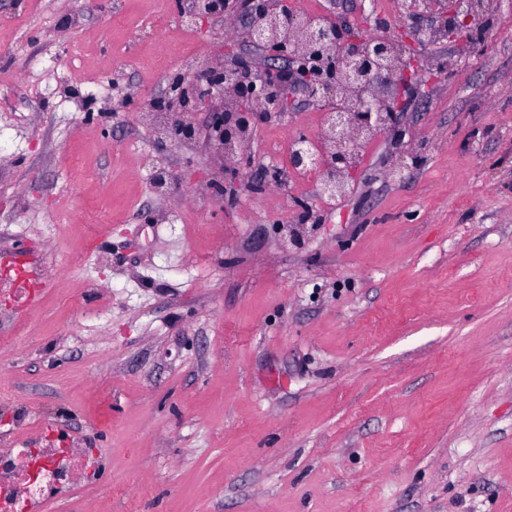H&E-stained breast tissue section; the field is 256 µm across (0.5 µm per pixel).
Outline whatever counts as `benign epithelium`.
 <instances>
[{
	"instance_id": "benign-epithelium-1",
	"label": "benign epithelium",
	"mask_w": 512,
	"mask_h": 512,
	"mask_svg": "<svg viewBox=\"0 0 512 512\" xmlns=\"http://www.w3.org/2000/svg\"><path fill=\"white\" fill-rule=\"evenodd\" d=\"M247 2L243 38L270 60L262 70L277 75L284 69L276 63L286 61L292 65L293 82L324 108L333 139L320 160L325 176L319 192L334 198L345 192L354 177L356 158L366 140L391 126L417 76L419 59L414 47L430 34L429 29L413 25L422 15L417 0L400 2L396 30L373 35L351 33L332 17L314 22L290 7L273 6L269 0ZM487 8L485 0H448V10L442 13L446 36H472L473 21ZM278 30L298 33L301 44H284L275 35ZM253 68L251 61L237 57L221 70L206 68L181 79L184 91L168 102L171 120L158 132V148L194 134L188 111L202 98L222 100L229 94L251 104L247 112L230 114L221 107L212 112L210 129L215 131V142L228 152L253 119L284 111L287 97L273 92L264 76L247 75Z\"/></svg>"
}]
</instances>
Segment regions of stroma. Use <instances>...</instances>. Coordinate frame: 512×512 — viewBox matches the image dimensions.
Masks as SVG:
<instances>
[{
    "label": "stroma",
    "instance_id": "obj_1",
    "mask_svg": "<svg viewBox=\"0 0 512 512\" xmlns=\"http://www.w3.org/2000/svg\"><path fill=\"white\" fill-rule=\"evenodd\" d=\"M488 2L479 43L417 47L394 127L327 200L312 176L248 186L280 130L317 131L296 92L220 183L209 104L194 149L157 150L156 62L224 59L219 18L0 0V255L56 272L0 312V446L30 420L28 446L60 428L100 463L43 512H512V0Z\"/></svg>",
    "mask_w": 512,
    "mask_h": 512
}]
</instances>
